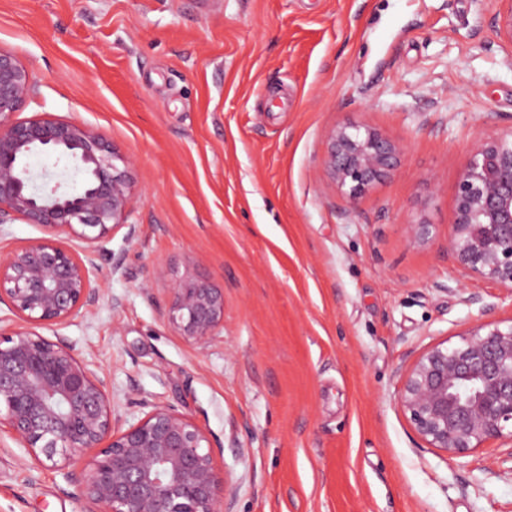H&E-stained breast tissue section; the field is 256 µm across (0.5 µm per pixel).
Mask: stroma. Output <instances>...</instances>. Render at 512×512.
I'll return each instance as SVG.
<instances>
[{
  "label": "stroma",
  "instance_id": "1",
  "mask_svg": "<svg viewBox=\"0 0 512 512\" xmlns=\"http://www.w3.org/2000/svg\"><path fill=\"white\" fill-rule=\"evenodd\" d=\"M492 0H0V49L30 71L21 117L84 121L132 159L126 228L96 260L103 297L44 328L105 375L116 429L145 404L192 417L229 512H512L498 443L454 458L397 404L427 347L512 299L442 249L479 137L512 128V46ZM374 127L400 165L350 200L325 134ZM430 224L426 245L403 227ZM120 271H113V264ZM167 271L155 279V268ZM224 293L192 343L166 321L172 282ZM68 482L0 433V512H84Z\"/></svg>",
  "mask_w": 512,
  "mask_h": 512
}]
</instances>
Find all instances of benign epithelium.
<instances>
[{
	"mask_svg": "<svg viewBox=\"0 0 512 512\" xmlns=\"http://www.w3.org/2000/svg\"><path fill=\"white\" fill-rule=\"evenodd\" d=\"M502 42L512 46V0H495ZM26 67L0 49V224L21 220L44 236L0 257V303L24 323L0 334V429L80 480L85 512H224L233 490L216 450L188 415L151 405L117 430L106 378L61 340L38 329L62 326L95 305V255L128 227L131 160L87 123L18 117L32 97ZM323 168L355 201L401 163L404 145L376 128L346 124L326 133ZM37 154L82 175L77 188L53 173L36 175ZM411 243L430 242V225L407 224ZM444 250L471 282L512 294V131L480 140L463 165ZM166 317L177 335L202 342L224 322V294L203 278L176 281ZM397 403L429 448L455 458L489 442L512 445V319L484 320L453 345L422 351L405 370ZM88 470H67L75 453Z\"/></svg>",
	"mask_w": 512,
	"mask_h": 512,
	"instance_id": "benign-epithelium-1",
	"label": "benign epithelium"
}]
</instances>
